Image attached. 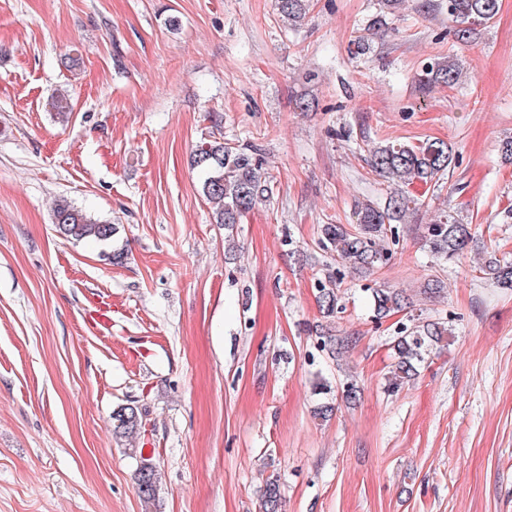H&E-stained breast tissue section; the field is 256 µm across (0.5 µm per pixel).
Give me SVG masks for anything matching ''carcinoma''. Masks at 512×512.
Returning <instances> with one entry per match:
<instances>
[{
	"label": "carcinoma",
	"instance_id": "obj_1",
	"mask_svg": "<svg viewBox=\"0 0 512 512\" xmlns=\"http://www.w3.org/2000/svg\"><path fill=\"white\" fill-rule=\"evenodd\" d=\"M402 5V0H381L383 13L369 20L367 30L383 25L384 13ZM276 7L283 21L297 25L309 9V0H277ZM499 0H448V21L453 24L456 39L466 41L475 34L477 26L485 25L497 15ZM461 76L460 69L450 61L426 64L419 75L420 85L452 87ZM367 164L371 172L388 183L389 193L384 203L356 200L352 224L320 225L319 246L334 261L325 268L324 277L316 284V303L325 318L341 310L338 288L348 269L360 278L374 275L388 263L392 251L389 237L395 236L396 224L424 205L413 193L417 185H436L444 180L452 164L448 144L440 139L418 143H386L369 149ZM193 164L202 174L201 190L212 205L215 222L231 230L257 205L271 201L273 191L264 161L251 149L231 145L218 139L206 142L195 151ZM55 232L67 241L106 243L112 239L114 227L95 219L67 201L54 206ZM473 242L471 227L461 219L439 209L426 228L425 245L438 261H451L461 256ZM483 279L500 287L512 288V262L491 252L480 266ZM374 318L382 321L402 312L413 304L412 297L396 288L382 285L369 289ZM449 329L440 320L410 319L398 328L393 341L394 364L385 377L389 392H397L416 379L418 366L434 350L448 340ZM353 343L350 336H324L321 348L342 354ZM113 434L128 442L144 428L137 408L125 406L113 412ZM136 460V485L145 508L156 506L160 497V481L156 463L143 455L141 448H128ZM263 512H279L281 491L279 477L269 476L261 490Z\"/></svg>",
	"mask_w": 512,
	"mask_h": 512
}]
</instances>
